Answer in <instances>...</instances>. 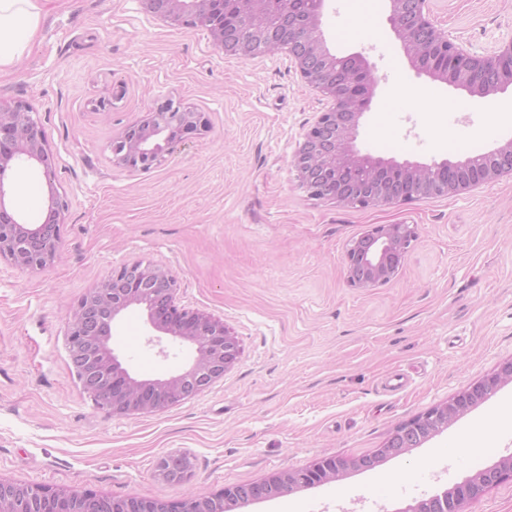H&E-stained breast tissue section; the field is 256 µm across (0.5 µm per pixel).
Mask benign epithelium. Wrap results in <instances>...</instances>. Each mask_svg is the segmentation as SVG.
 I'll use <instances>...</instances> for the list:
<instances>
[{"mask_svg": "<svg viewBox=\"0 0 512 512\" xmlns=\"http://www.w3.org/2000/svg\"><path fill=\"white\" fill-rule=\"evenodd\" d=\"M143 11L174 28L204 27L226 55L249 58L288 55L305 83L327 101L305 131L294 154L300 185L316 199L352 207L402 205L434 195L454 194L512 176V140L491 152L457 163L396 162L361 153L355 145L360 119L369 106L376 78L360 54L337 56L319 35L325 0H139ZM428 0H391V27L417 72L474 95L512 86V41L492 55L465 50L429 16ZM27 102H0V171L21 161L42 172L49 188L46 220L24 222L13 203L14 186L0 180V260L22 269L52 264L61 246L67 204L54 186L50 147ZM201 113L165 100L112 142V162L147 170L188 139ZM414 224H379L351 240L344 253L347 284L379 288L402 269ZM177 280L167 270L125 265L89 291L70 314L68 352L83 389L113 416L163 412L224 378L241 349L220 318L189 311L176 302ZM131 306L140 307L156 332L193 347L186 369L165 379H140L123 366L110 345L112 325ZM512 383V358L450 400L396 426L378 448L359 456L323 457L308 466L275 473L248 484L228 486L212 496L187 495L178 501L117 499L92 491L71 493L49 486L0 479V512H224L256 500L284 496L337 479L348 471L370 470L380 462L417 448L500 387ZM191 475L188 459L161 457L156 476L183 484ZM512 480V456L481 469L451 491L434 495L400 512H463L489 489Z\"/></svg>", "mask_w": 512, "mask_h": 512, "instance_id": "obj_1", "label": "benign epithelium"}]
</instances>
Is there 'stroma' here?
Wrapping results in <instances>:
<instances>
[{
    "instance_id": "obj_1",
    "label": "stroma",
    "mask_w": 512,
    "mask_h": 512,
    "mask_svg": "<svg viewBox=\"0 0 512 512\" xmlns=\"http://www.w3.org/2000/svg\"><path fill=\"white\" fill-rule=\"evenodd\" d=\"M466 50L512 41V0H429ZM390 0H326L332 53L361 54L378 83L356 140L397 162L458 161L512 140V87L481 97L418 73L397 46ZM0 99L35 110L68 208L56 261L39 272L0 261V478L114 498L173 501L377 448L397 425L443 403L512 358V177L406 205L368 208L311 198L293 153L323 97L287 56L224 55L202 27L175 29L138 0H46L35 43L0 71ZM172 100L206 125L147 170L112 162L111 144ZM30 223L47 203L40 173H12ZM375 224H414L399 275L349 287L347 243ZM142 261L178 280L181 308L213 314L237 337L238 364L164 412L113 416L70 362L68 312L122 266ZM130 307L110 345L141 378L182 371L191 352L150 342ZM402 376L397 391L389 378ZM512 456V384L420 447L374 469L235 512H402ZM185 455L188 484L155 475Z\"/></svg>"
}]
</instances>
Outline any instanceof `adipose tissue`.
<instances>
[{
	"instance_id": "obj_1",
	"label": "adipose tissue",
	"mask_w": 512,
	"mask_h": 512,
	"mask_svg": "<svg viewBox=\"0 0 512 512\" xmlns=\"http://www.w3.org/2000/svg\"><path fill=\"white\" fill-rule=\"evenodd\" d=\"M42 16V0H0V70L27 53Z\"/></svg>"
}]
</instances>
